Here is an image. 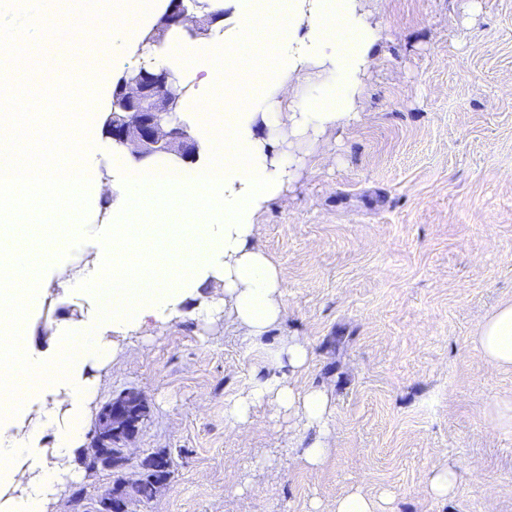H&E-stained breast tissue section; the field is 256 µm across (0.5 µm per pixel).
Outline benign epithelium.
<instances>
[{"instance_id": "1", "label": "benign epithelium", "mask_w": 512, "mask_h": 512, "mask_svg": "<svg viewBox=\"0 0 512 512\" xmlns=\"http://www.w3.org/2000/svg\"><path fill=\"white\" fill-rule=\"evenodd\" d=\"M193 9L194 0H169L159 24L167 32L181 27L193 37L204 36L212 17L197 16ZM185 92L175 73L167 68L154 69L142 64L133 73L123 75L112 95L122 100L132 116L109 118L107 130L112 143L128 149L139 160L195 157L199 151L195 138L173 126L177 102ZM148 416L149 406L141 393L121 392L99 410L93 449L100 448L102 440L115 434L134 437Z\"/></svg>"}]
</instances>
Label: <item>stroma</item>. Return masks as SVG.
<instances>
[{"label":"stroma","mask_w":512,"mask_h":512,"mask_svg":"<svg viewBox=\"0 0 512 512\" xmlns=\"http://www.w3.org/2000/svg\"><path fill=\"white\" fill-rule=\"evenodd\" d=\"M385 29L360 121L330 131L311 169L272 201L256 243L285 281L288 316L265 336L305 338L304 385L332 397V447L320 468L297 457L294 421L228 405L287 366L233 326L184 317L101 372L96 404L126 390L147 399L129 446L165 451L171 477L129 512H309L359 487L392 512H512V430L486 413L512 400V369L490 367L475 340L512 302V0H370ZM94 44L69 69L33 59L20 73L40 98L26 143L48 151L75 122L69 97ZM265 348V349H266ZM451 465L449 500L429 495ZM458 481L459 477L451 467L437 469L430 477L429 490L437 498L450 499L455 495Z\"/></svg>","instance_id":"35a3bbf8"}]
</instances>
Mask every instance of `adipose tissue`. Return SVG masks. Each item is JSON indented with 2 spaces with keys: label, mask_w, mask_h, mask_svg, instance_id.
I'll return each instance as SVG.
<instances>
[{
  "label": "adipose tissue",
  "mask_w": 512,
  "mask_h": 512,
  "mask_svg": "<svg viewBox=\"0 0 512 512\" xmlns=\"http://www.w3.org/2000/svg\"><path fill=\"white\" fill-rule=\"evenodd\" d=\"M73 4L58 27L57 0H25L18 21L0 12L9 58L0 67V512H55L60 487L82 479L97 372L128 338L185 316H220L258 345L285 320V282L255 243L261 216L323 152L328 131L360 120L384 39L366 0H209L224 12L209 37L187 42L174 32L158 46L144 38L163 0ZM80 39L104 46L72 95L82 134L57 131L50 160L37 162L18 116L39 100L17 76L37 51L47 67L66 68L61 48ZM139 58L188 74L177 111L203 123L202 159L132 167L120 153L111 170L101 166L108 89ZM29 183L58 190L60 215L23 244L17 227L31 215L13 193ZM106 195L107 220L88 243L84 204ZM89 248L90 266L70 277L62 254ZM54 285L85 296L92 317L39 324ZM476 341L490 366L512 369V303L486 316ZM275 357L289 377L256 380L228 414L243 425L264 404L296 419L306 433L298 456L317 468L331 446V397L296 383L311 358L305 339L284 337Z\"/></svg>",
  "instance_id": "1"
}]
</instances>
